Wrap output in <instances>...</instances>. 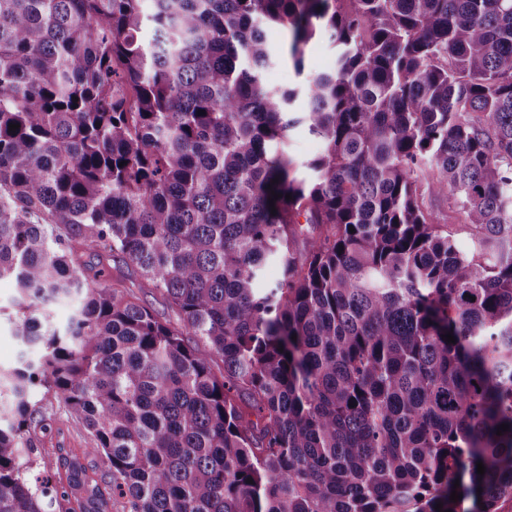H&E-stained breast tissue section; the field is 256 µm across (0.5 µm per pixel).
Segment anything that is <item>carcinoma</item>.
Returning a JSON list of instances; mask_svg holds the SVG:
<instances>
[{
	"label": "carcinoma",
	"mask_w": 512,
	"mask_h": 512,
	"mask_svg": "<svg viewBox=\"0 0 512 512\" xmlns=\"http://www.w3.org/2000/svg\"><path fill=\"white\" fill-rule=\"evenodd\" d=\"M4 276L0 512H512V0H0ZM304 59L302 74L298 75L295 72L293 64L287 56L266 70L265 80L273 85H301L309 74L321 71L331 63L333 54L328 39L324 36L316 37L306 47ZM14 324L7 315L0 319V367L3 369L16 366L23 348L14 335ZM52 408L50 427L46 432L37 431L35 444L37 448L43 451V448L49 451V462L51 467L56 469L58 466V455L77 454L82 456L84 448H89V439L81 424L76 417L71 416L62 403L55 400L50 401ZM50 402L43 401L40 405L50 407Z\"/></svg>",
	"instance_id": "obj_1"
}]
</instances>
